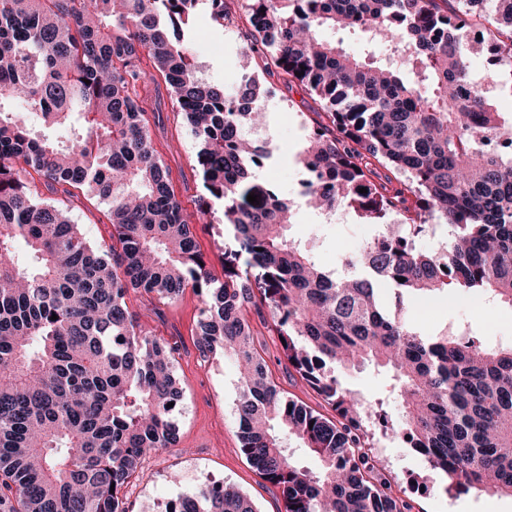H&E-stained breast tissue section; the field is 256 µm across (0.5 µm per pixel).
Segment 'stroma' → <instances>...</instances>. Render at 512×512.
Masks as SVG:
<instances>
[{
    "label": "stroma",
    "instance_id": "1",
    "mask_svg": "<svg viewBox=\"0 0 512 512\" xmlns=\"http://www.w3.org/2000/svg\"><path fill=\"white\" fill-rule=\"evenodd\" d=\"M226 8L230 23L224 27L212 22L207 8H199L191 53L197 64L204 66L209 82L223 86L226 93H234L254 77L271 87L272 93L264 102L267 121L255 139L272 148L274 163L257 174L256 181L278 186L293 204L290 237L305 244L326 270H335L344 247L362 245L377 228L350 208L328 216L304 204L301 191L306 173L299 156L308 128L324 118L323 105L303 87L288 85L277 69L267 68L260 58H253L249 67H242L239 53L248 42L251 29L240 0H227ZM148 120L153 146L170 169V185L176 198L187 213H195L201 177L195 165L197 142L193 134L168 109L149 114ZM68 207L71 219L81 225L91 243H111L112 226L106 205L81 193L70 199ZM385 302L390 312L401 313L427 334L465 324L484 336L490 345L512 344V310L486 297L458 294L455 301L441 305L425 321L419 318L424 307L418 301L400 304L389 294ZM127 303L153 336L177 344L175 375L183 390L177 442L174 447L145 457L142 478L133 480L126 491L132 512H160L167 500L212 481L239 487L255 503L258 512H280L279 489L266 482L239 450L235 363L220 354L201 357L197 350L201 296L188 289L176 301L161 302L132 293ZM251 324L255 343L281 389L305 405L327 412L322 397L289 370L272 329V317H255ZM371 455L383 481L396 497L407 503L410 512H512L510 496L447 492L445 476L432 470L423 456L405 448L392 436L378 435ZM415 475L424 477L423 489L412 488L410 480Z\"/></svg>",
    "mask_w": 512,
    "mask_h": 512
}]
</instances>
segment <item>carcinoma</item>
<instances>
[{"label":"carcinoma","instance_id":"cac0c4a2","mask_svg":"<svg viewBox=\"0 0 512 512\" xmlns=\"http://www.w3.org/2000/svg\"><path fill=\"white\" fill-rule=\"evenodd\" d=\"M202 2L224 25V0H0V512H129L143 458L176 441L168 403L182 393L175 348L141 328L126 297L173 302L187 288L204 297L200 355L238 365L241 450L284 512H406L370 462L378 427L412 438L447 491L512 496V347L466 326L425 335L382 303L391 285L430 307L460 288L512 308V114L470 77L479 52L512 63V0H246L267 66L324 105L328 122L309 131L301 160L308 202L379 227L345 257V276L289 237L292 203L251 180L273 150L244 129L269 90L252 79L229 98L197 75L183 36ZM480 11L482 38L469 34ZM329 26L387 43L397 63L319 39ZM145 58L199 141L200 215L218 205L232 231L222 281L153 147L146 114L161 99L145 94ZM38 178L104 203L115 243H90ZM436 215L451 231L430 254L416 239ZM263 308L288 366L334 417L270 376L248 319ZM338 365L388 372L400 420L379 426L384 400L344 387ZM290 440L317 469L293 459ZM176 502L174 512H258L226 483Z\"/></svg>","mask_w":512,"mask_h":512}]
</instances>
